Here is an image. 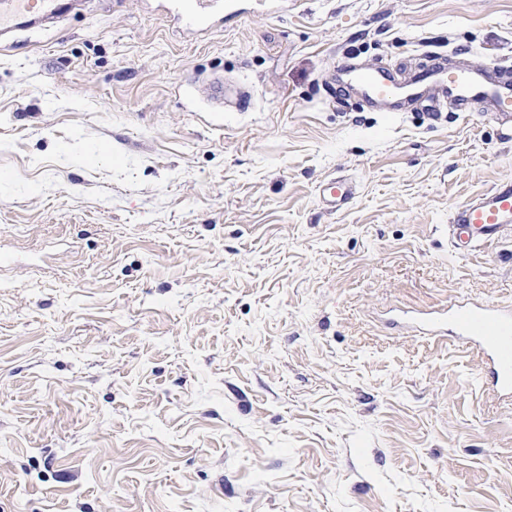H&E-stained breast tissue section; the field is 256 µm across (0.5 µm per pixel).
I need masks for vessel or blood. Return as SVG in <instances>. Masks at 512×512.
<instances>
[{
    "mask_svg": "<svg viewBox=\"0 0 512 512\" xmlns=\"http://www.w3.org/2000/svg\"><path fill=\"white\" fill-rule=\"evenodd\" d=\"M165 11L187 32L198 34L238 15L239 0H164ZM63 0H0V34L28 25L55 21ZM342 81L335 86L338 99L357 90L364 105L374 112H406L424 103H448L455 111H467L475 101L500 121L503 140L512 139V83L500 79L495 70L479 64L455 68L442 56L429 57L426 65L410 76L379 64L362 65L345 58ZM205 92L216 102L244 108L250 96L212 79ZM355 195L353 182L333 177L320 186V198L329 212L345 209ZM448 240L452 249L465 255L477 247L494 243L512 233V182L497 183L490 190L454 206L450 213ZM398 326L423 334L438 343L473 348L481 354L486 381L491 390L512 398V305L460 302L427 312H405Z\"/></svg>",
    "mask_w": 512,
    "mask_h": 512,
    "instance_id": "vessel-or-blood-1",
    "label": "vessel or blood"
}]
</instances>
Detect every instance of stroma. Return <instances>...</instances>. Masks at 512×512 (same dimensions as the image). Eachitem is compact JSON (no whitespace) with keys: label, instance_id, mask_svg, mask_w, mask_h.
Instances as JSON below:
<instances>
[{"label":"stroma","instance_id":"35a3bbf8","mask_svg":"<svg viewBox=\"0 0 512 512\" xmlns=\"http://www.w3.org/2000/svg\"><path fill=\"white\" fill-rule=\"evenodd\" d=\"M199 37L79 0L0 40V512H512V401L392 328L512 304V235L452 206L512 179L492 113L326 92L353 55L512 80V0H244ZM249 108L210 110L209 76ZM342 176L348 209L318 186ZM355 195L353 182L343 177H332L320 185V198L329 212L345 209ZM447 229L451 247L460 255L511 234L512 182H499L454 206Z\"/></svg>","mask_w":512,"mask_h":512}]
</instances>
